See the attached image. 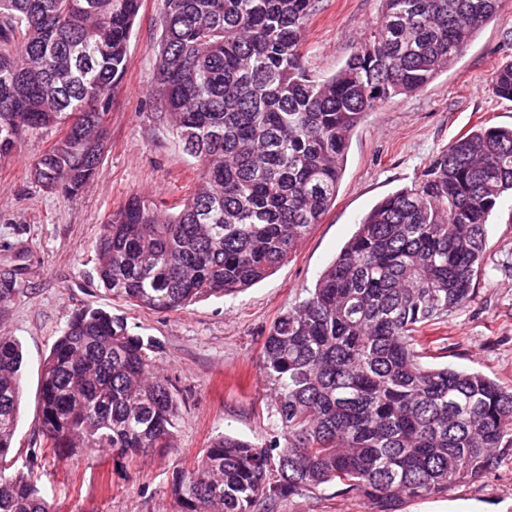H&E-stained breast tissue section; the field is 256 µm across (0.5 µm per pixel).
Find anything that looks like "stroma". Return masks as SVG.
<instances>
[{
	"instance_id": "stroma-1",
	"label": "stroma",
	"mask_w": 512,
	"mask_h": 512,
	"mask_svg": "<svg viewBox=\"0 0 512 512\" xmlns=\"http://www.w3.org/2000/svg\"><path fill=\"white\" fill-rule=\"evenodd\" d=\"M381 0H320L303 34L312 74L343 65L381 14ZM160 0H142L130 63L105 119L107 147L97 177L73 196L45 192L30 162L57 139L51 131L0 160V272L20 268L19 290L0 314V335L18 339L26 365L15 437L18 468L33 465L50 512H179L169 486L221 434L265 444L278 434L261 370L266 333L280 312L339 253L360 219L383 197L411 184L448 143L481 125L512 127V101L493 96V71L512 62V0L455 65L424 89L368 112L349 141L336 201L297 252L245 292L179 311L149 310L95 289L102 226L129 196L175 202L197 173L155 109L151 87L160 38ZM486 272L473 300L420 342L428 361L475 370L512 387V197L488 221ZM92 304L125 316L156 339L159 363L184 399L170 447L134 460L81 451L55 455L41 431V364L77 308ZM269 512H371L369 501L329 484L277 501ZM400 512H512V459L448 496L409 501Z\"/></svg>"
}]
</instances>
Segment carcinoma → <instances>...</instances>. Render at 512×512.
I'll return each instance as SVG.
<instances>
[{"label": "carcinoma", "instance_id": "carcinoma-1", "mask_svg": "<svg viewBox=\"0 0 512 512\" xmlns=\"http://www.w3.org/2000/svg\"><path fill=\"white\" fill-rule=\"evenodd\" d=\"M381 16L332 75L307 69L302 33L319 0H162L156 108L198 180L179 209L135 194L103 225L98 286L114 300L181 310L264 280L336 199L348 142L369 112L448 71L501 0H381ZM140 0H0V159L67 129L33 179L75 195L94 180L104 119L129 64ZM512 101V63L493 74ZM512 192V128L479 126L357 224L308 296L271 324L262 369L281 439L222 434L172 475L180 512H256L340 483L374 512L446 496L512 455V388L435 366L423 329L472 301L488 219ZM17 275L0 274V302ZM158 342L122 315L76 309L41 370L54 452L134 459L167 448L180 397ZM22 345L0 336V512H48L16 467Z\"/></svg>", "mask_w": 512, "mask_h": 512}]
</instances>
